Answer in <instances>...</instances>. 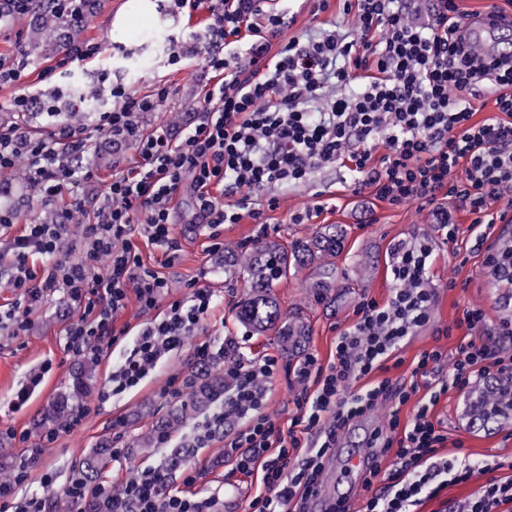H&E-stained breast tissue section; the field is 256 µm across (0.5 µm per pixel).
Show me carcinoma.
I'll return each mask as SVG.
<instances>
[{
  "instance_id": "1",
  "label": "carcinoma",
  "mask_w": 512,
  "mask_h": 512,
  "mask_svg": "<svg viewBox=\"0 0 512 512\" xmlns=\"http://www.w3.org/2000/svg\"><path fill=\"white\" fill-rule=\"evenodd\" d=\"M26 8L15 9L0 0V13L13 19L27 20L26 32L19 33L18 50L24 56L36 58L67 57L73 53L85 31V13L67 12L60 18L52 12L45 0H25ZM345 233L330 226L309 240H296L286 247L276 240L258 238L240 254L246 290L236 306L237 322L257 334L275 333L281 350L292 358L305 344L307 326L284 315L273 288L288 276L293 266L319 263L330 267L328 258L343 248ZM227 378L224 369L210 365L195 371L190 378V388L196 405L207 406L224 395ZM88 392V374L73 377L72 392L57 398L45 415V420L57 424L64 420L71 409L70 401ZM468 414L473 425L490 429L504 420H512V394L509 388L494 381L486 383L471 398ZM182 422V415L173 413L159 430L144 436L141 444L149 448L156 444L158 431H168ZM102 450L95 449L79 463L80 471L94 472L104 465Z\"/></svg>"
}]
</instances>
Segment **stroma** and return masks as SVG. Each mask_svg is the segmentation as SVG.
Wrapping results in <instances>:
<instances>
[{"label": "stroma", "instance_id": "1", "mask_svg": "<svg viewBox=\"0 0 512 512\" xmlns=\"http://www.w3.org/2000/svg\"><path fill=\"white\" fill-rule=\"evenodd\" d=\"M125 2L101 0L97 12L88 17L83 42L94 46V55L64 66L54 58L33 59L29 62L30 73L22 82L0 86V129L16 122V113L7 110L6 105L19 94L42 102L49 100L55 105L54 115L43 114L34 120L33 125L39 131L47 133L70 125L67 106L80 92L95 99L94 106L85 109L82 120L83 125L94 124L98 113L112 107L108 91L98 81L99 74L106 73L143 94L164 91L158 110L140 117L143 134L161 129L179 138L187 134L196 118V105L215 83L205 62L209 47L205 31L210 17L204 12L191 15L177 10L171 0H150L153 27L147 38L140 39L114 23ZM289 7L294 21L281 33V41L306 37L310 30L320 26L333 27L344 34L354 29L352 17L344 12L341 0H331L328 9L318 15L313 12V0H291ZM174 47L182 56L177 65L168 62ZM48 68L54 69V76L41 80L42 71ZM138 161L139 156L131 145H116L111 136L96 134L88 155L94 177L86 188V200L90 202L104 191L113 169L129 168ZM349 177L347 169L328 168L317 171L308 186L290 191L277 188L259 191L260 200L272 197L277 200L275 207L265 208L263 223L246 218L237 224L224 225L221 232L225 246L235 247L260 237L287 245L299 238H312L329 224L342 225L346 230L345 248L335 260L336 277L329 280L325 290H316L318 276L311 267L289 275L274 290L284 313L301 317L309 326L306 355L315 357L325 367L333 362L338 336L354 323L358 302L365 297L383 300L388 296L394 243L415 234L426 235L433 241L430 275L436 288V302L432 323L410 337L385 362L383 369L374 371L371 381L387 379L398 386L410 384L420 354L430 350L441 351L445 363H452L466 334L456 323L467 308H485L496 324L512 320V308L496 301L498 291L482 270L481 255L470 250L471 218L467 213L456 212L460 233L451 241L441 226L434 224L429 210L414 204L395 208L369 192L353 193L347 185ZM0 198L10 201L20 226L43 220L71 205L66 196L43 199L31 188L25 174L13 171L0 175ZM320 200L326 208L319 212L315 206ZM174 204L178 217L176 233L182 245L175 259H168L164 249L146 238L135 237L134 243L143 261L170 279V299L185 297L190 283L213 289L218 299L181 351L167 354L137 387L108 399L102 393L107 389L112 367L129 352L132 344L126 341L105 351L90 375L89 391L84 397L90 408L88 417L81 426L44 450L38 466L30 469L24 486L27 494L44 495L41 476L45 471H53L58 512H68L62 488L76 464L91 449L100 446L121 449V458L111 462L102 478L106 488L117 491L129 472L156 465L165 456L162 448L142 449L140 440L171 411L178 409L187 414L185 422L172 435L174 443L192 438L208 415V408L194 406L186 394L167 395L164 387L170 378H187L196 362L194 349L200 343L220 348L225 339L231 338L249 357L276 360L272 395L264 411L282 430H289L297 417L298 398L313 393L316 388L313 378L298 376L297 363L283 357L273 335L252 334L236 322L234 306L244 288L238 268L225 265L223 253L210 250L209 230L195 223L190 193L177 195ZM298 214L304 215V223H294L293 218ZM76 315V309L58 295L31 315L26 331L16 336L0 335V429L9 427L27 433L31 441H38L45 430L41 423L44 414L59 394L66 391L73 376L85 367L83 360L64 349L65 328ZM47 362L52 369L41 387L26 406L14 409L10 404L12 392L25 383L31 370ZM479 388L475 382L462 391L452 387L436 394L431 388L420 387L402 406L400 420L408 422L418 405L430 403L433 420L443 422L448 428V441L439 449V456L448 459L465 456L478 467L493 460L503 461V468L495 476L503 482L512 481V469L506 466L512 460V421L484 432L474 428L466 413L470 394ZM387 417L388 407L382 404L355 420L329 459L337 467L336 482L324 494L332 497L350 492L354 512H360L370 493L362 485H347V469L342 462L352 449L366 447L375 431L385 429ZM196 463L203 470L200 490L223 487L221 512H243L247 502L264 490L260 473L245 476L233 472L231 460L224 457L223 440H213L199 449ZM486 481V474L478 470L468 482L449 484L439 497L422 499L415 512H465L468 502Z\"/></svg>", "mask_w": 512, "mask_h": 512}]
</instances>
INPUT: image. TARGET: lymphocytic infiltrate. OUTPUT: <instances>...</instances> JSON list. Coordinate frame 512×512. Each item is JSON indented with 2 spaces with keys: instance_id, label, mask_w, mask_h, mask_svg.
Returning <instances> with one entry per match:
<instances>
[{
  "instance_id": "f902f5d3",
  "label": "lymphocytic infiltrate",
  "mask_w": 512,
  "mask_h": 512,
  "mask_svg": "<svg viewBox=\"0 0 512 512\" xmlns=\"http://www.w3.org/2000/svg\"><path fill=\"white\" fill-rule=\"evenodd\" d=\"M173 2L177 9L211 15L206 33L214 48L206 64L217 77L184 140L163 131L143 135L139 114L156 111L164 95L121 85L112 87V108L100 113L93 128L36 135L17 123L0 130V171L26 159L44 197L65 195L77 207L93 176L85 161L92 131L132 144L140 157L135 170L113 173L97 222L81 225L69 252L61 250L69 230L61 221L33 222L6 239L14 298L0 309L1 331L18 334L30 314L60 292L79 310L65 329V351L96 362L126 339L128 331L116 328L115 317L136 299L151 319L109 378L108 394H122L147 378L165 354L181 350L216 303L211 289L196 286L185 298L168 300V279L142 261L133 237L146 236L168 257H177L181 243L171 201L187 185L196 223L209 227L211 248L220 250L221 226L246 217L262 223L253 191L298 189L315 171L337 165L353 172V192L371 191L394 207L416 202L430 208L448 239L459 232L454 209L468 213L484 227L471 250L483 254L485 273L503 290L502 303H512V247L496 246L489 231L512 218V62L464 42L473 16L462 13L457 0H433L424 25L410 18L403 0H342L344 11L355 17V33L326 29L302 41L289 39L276 50L271 41L289 20L266 0ZM486 97L494 110L476 119L475 103ZM432 255L424 235L394 244L387 298L359 301L356 320L340 333L328 369H320L315 358L305 360L300 375L317 378L313 394L298 402L303 431L314 437L306 454L297 455L298 438L283 442L280 428L263 411V381L273 377L275 360H230L224 369L231 383L192 443L174 449L170 434H161L158 443L167 455L135 471L116 494L72 472L63 488L69 512H85L92 499L100 502L99 512H215L220 497L195 492L201 472L191 458L218 436L239 473L262 472L265 491L246 512H310L344 431L387 400L390 431L372 436L363 475L364 487L380 476L385 486L363 512H411L420 497L469 481L475 471L469 459L439 456L448 436L430 418L429 405L401 425L400 407L410 389L383 380L357 396L348 394L353 382L383 368L402 342L429 324L436 298ZM158 308L164 311L159 318ZM462 322L471 336L460 344L449 372L453 386L462 390L475 378H512V353L491 346L495 337L512 342V321L495 325L483 308L470 307ZM87 413V406L77 407L65 426L48 429L33 447L28 434L6 429V437L27 451L13 477L0 480V512H48L45 498L24 495L22 486L44 448L80 426ZM499 468L496 462L484 464L489 478L467 512H500L512 504V483L493 477Z\"/></svg>"
}]
</instances>
